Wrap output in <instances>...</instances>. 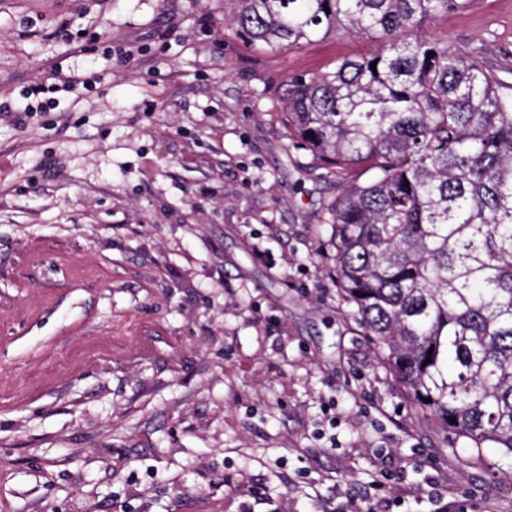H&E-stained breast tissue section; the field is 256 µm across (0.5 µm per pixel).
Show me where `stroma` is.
Returning a JSON list of instances; mask_svg holds the SVG:
<instances>
[{"label":"stroma","mask_w":512,"mask_h":512,"mask_svg":"<svg viewBox=\"0 0 512 512\" xmlns=\"http://www.w3.org/2000/svg\"><path fill=\"white\" fill-rule=\"evenodd\" d=\"M238 8L0 0V103L88 79L27 126L0 116V512H350L382 470V512L464 491L512 512V462L445 447L350 317L325 224L342 186L283 117L290 80L374 41L272 53ZM426 32L512 95V0Z\"/></svg>","instance_id":"1"}]
</instances>
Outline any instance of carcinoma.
Instances as JSON below:
<instances>
[{"mask_svg":"<svg viewBox=\"0 0 512 512\" xmlns=\"http://www.w3.org/2000/svg\"><path fill=\"white\" fill-rule=\"evenodd\" d=\"M239 2L236 32L268 52L332 31L378 42L288 86L300 148L369 174L328 210L336 281L445 444L512 460V98L425 32L465 0Z\"/></svg>","mask_w":512,"mask_h":512,"instance_id":"obj_1","label":"carcinoma"}]
</instances>
